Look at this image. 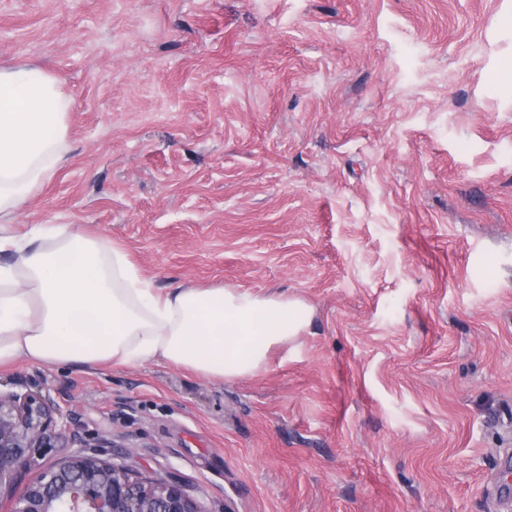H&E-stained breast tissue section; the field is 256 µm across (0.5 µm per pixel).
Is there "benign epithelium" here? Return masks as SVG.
<instances>
[{"label":"benign epithelium","instance_id":"benign-epithelium-1","mask_svg":"<svg viewBox=\"0 0 512 512\" xmlns=\"http://www.w3.org/2000/svg\"><path fill=\"white\" fill-rule=\"evenodd\" d=\"M44 448L63 452L30 482L19 478ZM9 512H203L181 484L143 476L89 449L50 393L0 391V496Z\"/></svg>","mask_w":512,"mask_h":512}]
</instances>
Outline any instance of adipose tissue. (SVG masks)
<instances>
[{
    "mask_svg": "<svg viewBox=\"0 0 512 512\" xmlns=\"http://www.w3.org/2000/svg\"><path fill=\"white\" fill-rule=\"evenodd\" d=\"M63 83L36 65L0 68V367L164 360L192 376L262 371L272 347L310 323L300 297L213 286L160 292L121 249L45 226L19 237L7 219L68 160Z\"/></svg>",
    "mask_w": 512,
    "mask_h": 512,
    "instance_id": "1",
    "label": "adipose tissue"
}]
</instances>
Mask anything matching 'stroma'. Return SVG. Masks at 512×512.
Instances as JSON below:
<instances>
[{"label":"stroma","mask_w":512,"mask_h":512,"mask_svg":"<svg viewBox=\"0 0 512 512\" xmlns=\"http://www.w3.org/2000/svg\"><path fill=\"white\" fill-rule=\"evenodd\" d=\"M512 0H0L72 98L61 224L154 288L297 295L256 375L0 369L203 512H512ZM130 453H121V446Z\"/></svg>","instance_id":"obj_1"}]
</instances>
